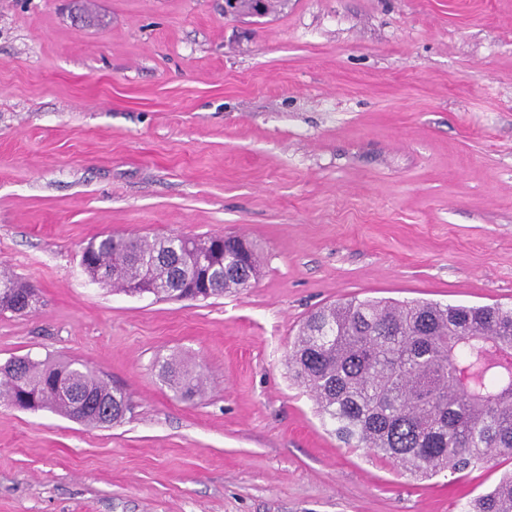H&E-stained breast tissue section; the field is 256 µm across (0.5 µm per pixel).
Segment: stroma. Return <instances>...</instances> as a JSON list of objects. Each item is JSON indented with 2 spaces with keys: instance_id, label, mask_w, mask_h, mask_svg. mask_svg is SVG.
<instances>
[{
  "instance_id": "1",
  "label": "stroma",
  "mask_w": 512,
  "mask_h": 512,
  "mask_svg": "<svg viewBox=\"0 0 512 512\" xmlns=\"http://www.w3.org/2000/svg\"><path fill=\"white\" fill-rule=\"evenodd\" d=\"M112 233L256 242L207 301L86 275ZM0 364L78 359L129 411L92 428L0 402V512H460L456 480L346 447L288 370L353 298L512 305V0H0ZM183 357L203 393L177 398ZM1 284L2 287L1 288ZM37 290L29 282L22 281L7 274H0V313L11 312L26 314V302L29 298L36 299ZM159 376L177 395L194 398L201 390L200 374L178 356H171L160 367Z\"/></svg>"
}]
</instances>
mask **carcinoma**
<instances>
[{"instance_id": "1", "label": "carcinoma", "mask_w": 512, "mask_h": 512, "mask_svg": "<svg viewBox=\"0 0 512 512\" xmlns=\"http://www.w3.org/2000/svg\"><path fill=\"white\" fill-rule=\"evenodd\" d=\"M237 237L185 241L178 236L107 235L91 241L82 265L130 295L208 299L258 278L261 257L249 241L241 265ZM37 296L29 282L0 274V313H25ZM512 306L395 303L353 298L312 312L288 358L294 379L314 396L322 417L349 448H363L413 476L464 477L512 453ZM0 398L21 410L50 409L98 427L128 410V397L79 360L18 357L0 366ZM159 376L177 395L194 398L200 374L177 356ZM68 381L77 402L61 396ZM465 512H512V472L469 499Z\"/></svg>"}]
</instances>
